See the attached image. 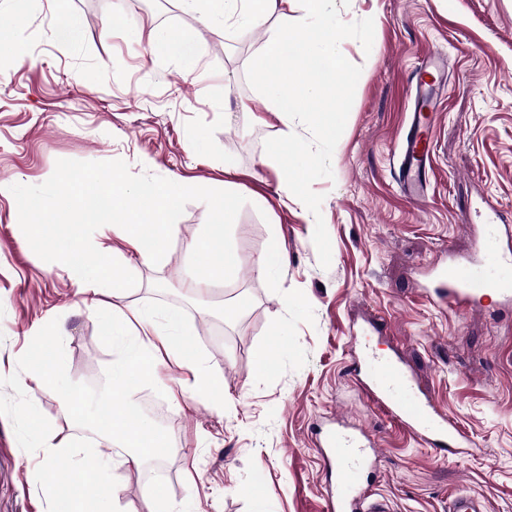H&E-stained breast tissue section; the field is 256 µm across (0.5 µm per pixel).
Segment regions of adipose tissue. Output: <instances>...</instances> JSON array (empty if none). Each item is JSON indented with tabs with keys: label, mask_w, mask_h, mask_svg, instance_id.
<instances>
[{
	"label": "adipose tissue",
	"mask_w": 512,
	"mask_h": 512,
	"mask_svg": "<svg viewBox=\"0 0 512 512\" xmlns=\"http://www.w3.org/2000/svg\"><path fill=\"white\" fill-rule=\"evenodd\" d=\"M181 8L197 15L212 26L225 25L227 21L241 29L251 30L263 25L277 8L278 0H179ZM196 185L185 182L155 184L152 193L130 188L120 172H93L85 180L68 183L61 191L62 208L56 210L58 220H66L67 203L85 209L89 222L112 231L124 243L126 250H119L106 241L96 244L99 266L108 272L113 293H122L135 266L160 263L167 245L176 232L169 217L184 194L196 192ZM21 209L29 216V230L41 240L44 247L57 253L70 268V276L79 293L91 291L93 274L85 264L76 262L79 251L77 242L59 239L46 232L38 210L29 203ZM235 211L232 200L214 204V219L208 232L188 246L192 256L206 257V264L195 267L193 285L203 289L211 283L226 279L237 265L235 253L224 246V230L231 224ZM102 326L111 337L113 360L110 372V393L103 403L95 422L98 435L111 441L114 449L89 455L70 440L43 435L41 445L49 456L66 455L73 459L78 475L98 477L107 465L138 469L146 460L158 459L169 446L167 438L145 418H132L115 414V407H125L147 382L153 381L163 359L169 358L185 366L191 373L194 386L199 390H213L216 381L200 364L188 359L191 338L182 328L179 311L157 318L146 308L132 313L115 309L104 313ZM64 512H120L119 492L103 485L93 495L68 488L61 489Z\"/></svg>",
	"instance_id": "adipose-tissue-1"
}]
</instances>
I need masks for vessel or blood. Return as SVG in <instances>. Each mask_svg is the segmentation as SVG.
Masks as SVG:
<instances>
[{"label":"vessel or blood","mask_w":512,"mask_h":512,"mask_svg":"<svg viewBox=\"0 0 512 512\" xmlns=\"http://www.w3.org/2000/svg\"><path fill=\"white\" fill-rule=\"evenodd\" d=\"M426 120V115L414 114L401 147L404 158L399 167L401 190L416 201L426 193V186L415 168L416 163L428 156L422 135ZM509 267H512V248L501 247L488 251L475 262L439 268L434 276L432 298L460 308L492 292L500 302H510L512 277L505 273ZM360 370L366 394L387 409L404 434L434 452L451 444L469 446L468 437L454 418L439 409L428 396L420 394L413 379L403 372L396 360L370 349L362 357ZM316 445L323 460L336 469L335 484L327 492L326 512H391L385 498L368 499L362 485L365 473L377 458L371 434L351 433L330 421L318 432Z\"/></svg>","instance_id":"1"}]
</instances>
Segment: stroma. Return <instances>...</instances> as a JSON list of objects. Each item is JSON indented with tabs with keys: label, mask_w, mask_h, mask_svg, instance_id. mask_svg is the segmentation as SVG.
<instances>
[{
	"label": "stroma",
	"mask_w": 512,
	"mask_h": 512,
	"mask_svg": "<svg viewBox=\"0 0 512 512\" xmlns=\"http://www.w3.org/2000/svg\"><path fill=\"white\" fill-rule=\"evenodd\" d=\"M344 22L374 21L371 49L353 38L344 56L360 66L355 97L332 156V178L316 180L331 240L322 267L313 214L287 195L280 166L265 152L282 126L270 101L248 83L249 62L278 24L304 18L294 0L250 31L219 29L184 13L176 0H68L82 36L61 30L57 0H32L15 19L0 0V512H57L49 472L74 480L71 460L51 461L36 433L48 429L84 448L98 439L91 415L110 384L112 341L103 311L147 307L180 311L194 352L222 388L199 392L174 363L145 393L160 399L173 424L166 479L147 490L148 468H116L102 483L120 490L122 512L152 501L192 500L197 512H323L330 470L312 432L338 414L366 428L381 456L369 483L393 512H448L452 496L483 497L488 512H512V306L495 296L462 310L424 296L432 268L467 264L481 245L486 206L512 225V0H337ZM23 23L24 58L12 47ZM175 33L194 45L186 73L156 57L137 30ZM440 49L429 129L427 196L405 199L396 181L402 140L414 108V74ZM201 153L185 149L190 131ZM235 167L225 170V159ZM120 171L129 184L169 178L198 185L173 211L177 231L162 264L142 266L120 295L84 304L63 260L29 233L19 194L55 204L62 179L89 170ZM236 201L228 242L237 256L230 279L205 302L188 292L189 242L205 232L215 198ZM268 201L253 207L254 195ZM278 236L288 256L276 278L260 261ZM239 305L225 319L224 306ZM45 321L57 336H34ZM281 338L274 368L258 373L257 349ZM399 357L422 392L476 445L434 454L369 406L358 388L362 346ZM66 379L95 390L88 419L75 421L55 388L30 376L50 349ZM39 421L24 423L30 398Z\"/></svg>",
	"instance_id": "35a3bbf8"
}]
</instances>
